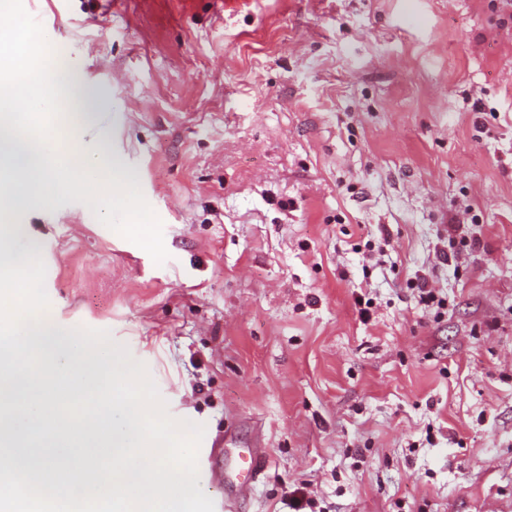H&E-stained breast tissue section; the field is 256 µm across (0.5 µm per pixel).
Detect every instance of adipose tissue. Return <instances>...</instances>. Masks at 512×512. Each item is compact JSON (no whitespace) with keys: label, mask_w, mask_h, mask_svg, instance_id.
Returning a JSON list of instances; mask_svg holds the SVG:
<instances>
[{"label":"adipose tissue","mask_w":512,"mask_h":512,"mask_svg":"<svg viewBox=\"0 0 512 512\" xmlns=\"http://www.w3.org/2000/svg\"><path fill=\"white\" fill-rule=\"evenodd\" d=\"M33 46L24 18L0 14V57L20 58L28 55ZM60 94L69 103L78 125L97 122L99 98L92 87L76 78L63 85ZM59 164L54 148L19 136L1 137L0 166L11 168L12 175L0 183V207L22 212L49 199L58 188Z\"/></svg>","instance_id":"obj_1"}]
</instances>
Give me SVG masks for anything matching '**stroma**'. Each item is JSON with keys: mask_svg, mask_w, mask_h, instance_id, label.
<instances>
[{"mask_svg": "<svg viewBox=\"0 0 512 512\" xmlns=\"http://www.w3.org/2000/svg\"><path fill=\"white\" fill-rule=\"evenodd\" d=\"M52 91L42 137L131 179L103 210L61 171L14 215L58 328L109 331L203 424L214 512H512V19L498 0H14ZM458 217L480 247L449 245ZM138 218L146 248L119 232ZM390 244L378 264L367 240ZM457 259L435 265L440 249ZM448 298L425 307L407 283ZM372 298L367 320L354 299ZM224 451H211L215 439ZM266 468L218 479L238 449ZM69 103L74 121L81 126H90L98 120L99 98L97 92L78 78L57 91Z\"/></svg>", "mask_w": 512, "mask_h": 512, "instance_id": "35a3bbf8", "label": "stroma"}]
</instances>
